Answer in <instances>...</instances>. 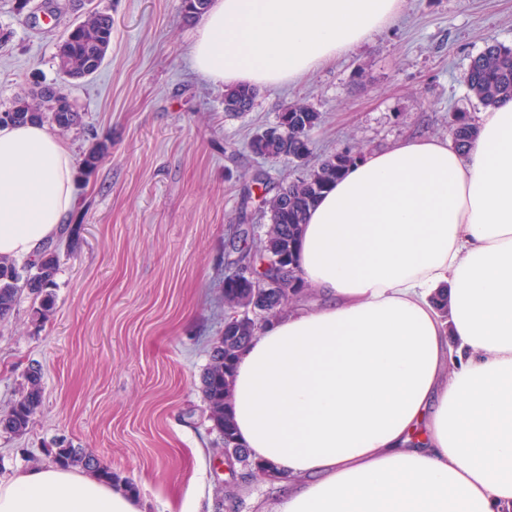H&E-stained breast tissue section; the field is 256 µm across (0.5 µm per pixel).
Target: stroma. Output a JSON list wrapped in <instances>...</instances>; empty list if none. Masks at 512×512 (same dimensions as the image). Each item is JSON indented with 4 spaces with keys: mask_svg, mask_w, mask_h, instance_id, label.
I'll use <instances>...</instances> for the list:
<instances>
[{
    "mask_svg": "<svg viewBox=\"0 0 512 512\" xmlns=\"http://www.w3.org/2000/svg\"><path fill=\"white\" fill-rule=\"evenodd\" d=\"M0 0V106L33 83L61 82L57 46L89 8L112 15L100 68L70 98L84 126L75 158L110 149L77 175L76 235L59 256L48 320L23 295L0 319V415L39 365L43 404L20 435L0 433V479L46 464L64 444L135 486L146 512H272L281 489L233 475L208 418L200 376L224 334V247L248 215L257 237L282 182L350 148L383 150L410 135L448 138L455 112L482 106L461 81L492 43L512 47V0H404L368 42L296 83L259 87L253 109L224 110L225 85L192 67L195 23L181 0ZM321 114L302 162L254 155L252 136L288 105Z\"/></svg>",
    "mask_w": 512,
    "mask_h": 512,
    "instance_id": "35a3bbf8",
    "label": "stroma"
}]
</instances>
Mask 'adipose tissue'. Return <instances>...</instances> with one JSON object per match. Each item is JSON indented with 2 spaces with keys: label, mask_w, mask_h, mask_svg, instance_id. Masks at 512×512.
<instances>
[{
  "label": "adipose tissue",
  "mask_w": 512,
  "mask_h": 512,
  "mask_svg": "<svg viewBox=\"0 0 512 512\" xmlns=\"http://www.w3.org/2000/svg\"><path fill=\"white\" fill-rule=\"evenodd\" d=\"M404 0H212L191 62L208 81H296L369 41ZM76 160L43 125L0 126V256L27 259L77 206ZM296 264L319 300L236 361L239 441L275 512H512V100L457 150L406 137L315 202ZM0 512H144L75 468L0 481Z\"/></svg>",
  "instance_id": "obj_1"
}]
</instances>
